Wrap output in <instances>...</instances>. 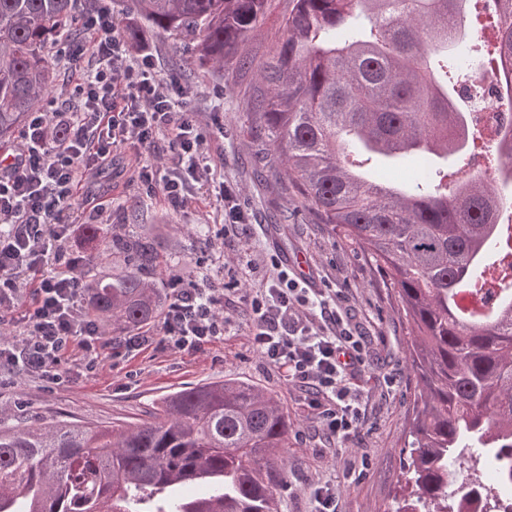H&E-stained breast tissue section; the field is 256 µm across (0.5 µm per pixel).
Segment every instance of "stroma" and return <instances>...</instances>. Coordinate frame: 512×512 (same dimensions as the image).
<instances>
[{"mask_svg": "<svg viewBox=\"0 0 512 512\" xmlns=\"http://www.w3.org/2000/svg\"><path fill=\"white\" fill-rule=\"evenodd\" d=\"M288 0H268L264 21L245 49L252 66L228 64L215 72L190 59L168 33L143 27L138 40L126 41L129 55L150 52L158 73L178 80L203 123L223 184H210L172 210L161 189L147 190L125 151L90 179L89 198H77L62 213V250L51 249L39 265L13 276L21 301L0 323V342L24 329L23 314L35 280L65 272L82 260L86 280L123 274L127 257L105 253L112 235L133 231L163 258L166 274L207 279L224 289L222 336L198 351H179L163 342L158 324L143 328L149 343L128 348L126 334L100 322L101 339L93 354L66 351L49 381L24 371L0 376V418L36 422L65 415L91 425H126L144 419L168 393L227 379L247 381L273 392L288 414V484L281 512H311L308 488L334 485L339 512H396L401 497L403 457L408 434L411 326L400 311L388 279L367 248L335 236L302 198L289 189L282 164L254 160L257 136L243 102L261 81L259 62L271 57L282 39ZM232 189L245 212L244 224L224 227L221 187ZM301 257L302 287L333 288L349 324L366 344V366L357 384L365 418L348 442L331 441L319 426L299 388L262 359L250 341L248 298L264 285L272 262ZM95 369H87L88 360Z\"/></svg>", "mask_w": 512, "mask_h": 512, "instance_id": "obj_1", "label": "stroma"}]
</instances>
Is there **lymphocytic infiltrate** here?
<instances>
[{
	"label": "lymphocytic infiltrate",
	"instance_id": "lymphocytic-infiltrate-1",
	"mask_svg": "<svg viewBox=\"0 0 512 512\" xmlns=\"http://www.w3.org/2000/svg\"><path fill=\"white\" fill-rule=\"evenodd\" d=\"M85 24L97 34L92 52L73 41L60 49L81 71L80 81L68 97L49 99L30 113L19 151L0 160V318L20 298L12 270L38 264L49 249L46 227L58 223L83 182L115 151L132 149L140 181L161 185L175 209L190 180L212 173L207 135L177 82L156 74L149 55L127 57L108 10L91 9ZM161 137L177 157L176 168L164 174L151 151ZM167 287L161 331L171 346L195 350L223 335V289L180 274ZM83 293L80 261L42 279L25 330L0 344V372L21 368L45 376L72 344L92 349L100 330L80 313ZM250 315L256 351L304 392L331 438L350 441L361 422L362 396L352 381L365 343L342 316L335 292H310L281 269L252 295Z\"/></svg>",
	"mask_w": 512,
	"mask_h": 512
}]
</instances>
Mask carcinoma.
Here are the masks:
<instances>
[{
    "instance_id": "cac0c4a2",
    "label": "carcinoma",
    "mask_w": 512,
    "mask_h": 512,
    "mask_svg": "<svg viewBox=\"0 0 512 512\" xmlns=\"http://www.w3.org/2000/svg\"><path fill=\"white\" fill-rule=\"evenodd\" d=\"M276 53L259 65L247 120L273 148L304 203L363 243L412 326V423L398 512H466L471 481L454 463L496 464L492 508L512 496V282L486 287L512 245V122L481 144L467 86L495 70L512 105V0H290ZM267 0H132L152 27L193 46L203 65L245 58ZM77 0H0V143L47 103L56 69L47 45L77 31ZM485 150V163L474 165ZM469 155L460 177L432 172ZM409 170L404 191L387 168ZM107 249L135 264L89 283V311L133 331L158 317L154 251L133 236ZM288 415L275 395L236 380L167 394L138 423L40 425L0 419V512H280L288 479Z\"/></svg>"
}]
</instances>
